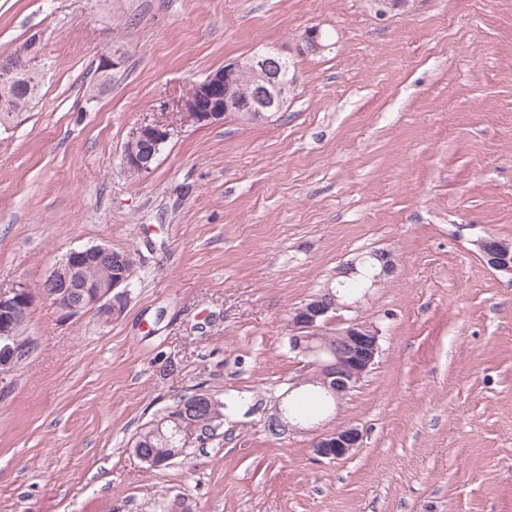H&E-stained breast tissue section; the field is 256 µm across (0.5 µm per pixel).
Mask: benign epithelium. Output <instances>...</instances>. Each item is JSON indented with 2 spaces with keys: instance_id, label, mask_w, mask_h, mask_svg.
Here are the masks:
<instances>
[{
  "instance_id": "obj_1",
  "label": "benign epithelium",
  "mask_w": 512,
  "mask_h": 512,
  "mask_svg": "<svg viewBox=\"0 0 512 512\" xmlns=\"http://www.w3.org/2000/svg\"><path fill=\"white\" fill-rule=\"evenodd\" d=\"M38 42L22 44L11 53V63L0 69V91H8L7 79L28 70L38 58ZM325 49L319 28L307 29L301 38L302 53ZM290 61L276 46L267 47L246 59H237L211 71L182 97L180 108L198 125L228 122H260L281 111L296 82L288 78ZM171 136L170 125L162 122L139 126L123 151L124 169L142 174L151 169L160 147ZM476 245L483 261L494 271L512 276V243L482 237ZM379 266L370 278L374 288L394 276L397 265L387 251L378 253ZM129 255L112 256V249L91 246L70 250L46 278L41 296L66 313L92 311L102 321L120 315L127 299L130 277ZM94 263H107L112 277L107 282L91 280L85 270ZM32 295L14 289L0 294V374L10 372L18 359L13 345L14 331L28 318ZM359 299L350 301L328 293L314 295L296 307L288 318V348L303 357L300 378L293 387L312 384L323 388L335 401H342L375 365L380 353V329L358 318L332 322L333 313L353 310ZM360 428L349 425L318 437L314 453L329 460L348 456L362 441Z\"/></svg>"
}]
</instances>
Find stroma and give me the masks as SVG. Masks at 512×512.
I'll return each mask as SVG.
<instances>
[{
  "instance_id": "stroma-1",
  "label": "stroma",
  "mask_w": 512,
  "mask_h": 512,
  "mask_svg": "<svg viewBox=\"0 0 512 512\" xmlns=\"http://www.w3.org/2000/svg\"><path fill=\"white\" fill-rule=\"evenodd\" d=\"M332 43L298 54L304 31ZM41 33L36 99L0 135V292L33 296L29 357L0 377V512H512V0H0V54ZM284 46L271 121L180 112L225 62ZM120 50L108 77L101 53ZM173 128L149 173L122 151ZM135 260L122 315L65 316L39 285L71 249ZM396 278L339 311L381 329L375 366L307 431L268 436L300 375L290 311L342 263ZM224 401L162 469L136 434L177 397ZM363 432L347 458L316 437ZM476 245L483 261L494 271L512 277V243L494 240L493 245L489 236L481 237Z\"/></svg>"
}]
</instances>
